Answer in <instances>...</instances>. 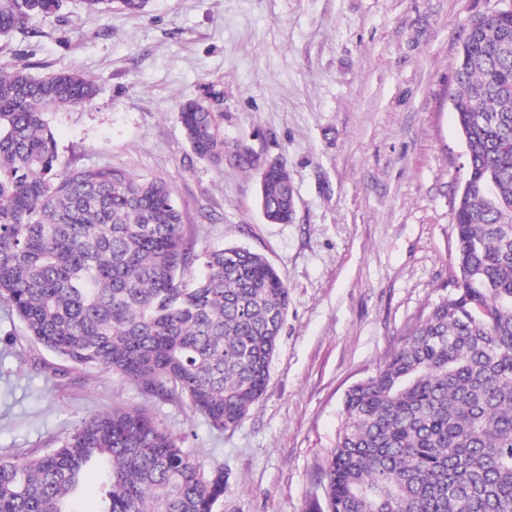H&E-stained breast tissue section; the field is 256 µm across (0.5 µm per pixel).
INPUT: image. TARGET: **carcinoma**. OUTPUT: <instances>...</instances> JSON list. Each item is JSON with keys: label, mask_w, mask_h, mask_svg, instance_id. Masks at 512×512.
Instances as JSON below:
<instances>
[{"label": "carcinoma", "mask_w": 512, "mask_h": 512, "mask_svg": "<svg viewBox=\"0 0 512 512\" xmlns=\"http://www.w3.org/2000/svg\"><path fill=\"white\" fill-rule=\"evenodd\" d=\"M144 12L150 0H85ZM60 0H0V38ZM453 107L467 139L453 211L455 289L432 305L379 371L343 399L319 512H512V13L472 18L455 63ZM76 72L34 77L0 65V300L44 349L144 392H179L217 429L262 397L289 290L241 247L194 262L166 185L114 167L60 174L47 112L91 100ZM179 118L191 151L260 171V204L292 215L284 161L220 137L198 99ZM101 476L96 512H217L224 467L204 470L144 409L114 406L36 457L0 455V512H71L85 471Z\"/></svg>", "instance_id": "cac0c4a2"}]
</instances>
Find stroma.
<instances>
[{"mask_svg": "<svg viewBox=\"0 0 512 512\" xmlns=\"http://www.w3.org/2000/svg\"><path fill=\"white\" fill-rule=\"evenodd\" d=\"M512 0H152L147 13L62 0L0 62L76 71L89 103L48 112L58 170L112 166L167 182L182 235L202 256L259 253L289 289L266 390L236 429L177 395L88 373L31 341L0 301V453L37 456L81 419L146 409L203 467H224L218 512H313L342 401L453 288V209L465 146L452 98L470 18ZM214 90L226 142L283 159L287 224L260 208L259 175L196 157L180 104Z\"/></svg>", "mask_w": 512, "mask_h": 512, "instance_id": "35a3bbf8", "label": "stroma"}]
</instances>
